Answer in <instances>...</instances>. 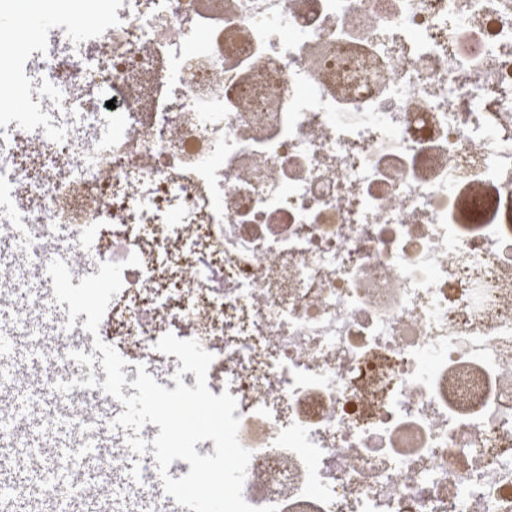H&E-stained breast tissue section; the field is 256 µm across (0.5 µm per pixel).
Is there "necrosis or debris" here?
I'll return each instance as SVG.
<instances>
[{"label": "necrosis or debris", "mask_w": 512, "mask_h": 512, "mask_svg": "<svg viewBox=\"0 0 512 512\" xmlns=\"http://www.w3.org/2000/svg\"><path fill=\"white\" fill-rule=\"evenodd\" d=\"M0 158L45 284L121 262L124 374L214 359L280 512H512V0H113ZM95 87V98L85 94ZM138 254L141 264L126 260Z\"/></svg>", "instance_id": "4bbe7bcc"}]
</instances>
